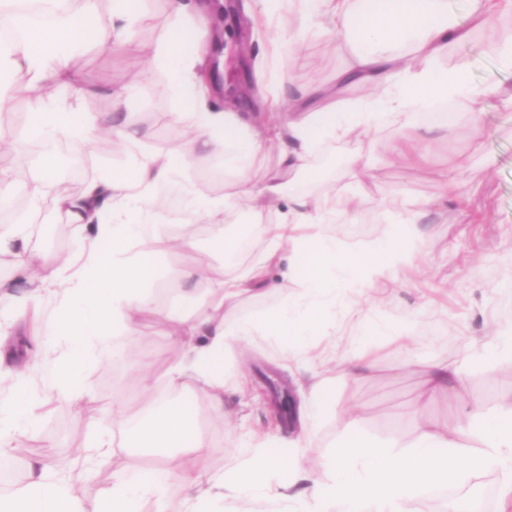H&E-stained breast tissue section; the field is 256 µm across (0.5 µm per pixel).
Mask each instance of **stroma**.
I'll use <instances>...</instances> for the list:
<instances>
[{
	"mask_svg": "<svg viewBox=\"0 0 512 512\" xmlns=\"http://www.w3.org/2000/svg\"><path fill=\"white\" fill-rule=\"evenodd\" d=\"M239 10L251 23L247 56H240L233 40H226L224 65L234 74L242 63L250 65L251 99L237 104L240 112L264 111L265 99L277 95L285 112L309 109V101L298 91L308 85L332 88L336 76L347 65L350 49L337 41L329 30L311 31L297 39L277 31L261 16L260 0H240ZM512 40V11L504 13L493 35H476L469 43L456 46L442 59L444 67L468 68L474 83L488 90L486 109L480 121H473L467 101H455L456 123L451 140L431 139L427 144L428 163L421 168H405L389 159L385 145L403 135L400 127H388L375 137L367 162L375 176L371 191L361 198L357 221L353 224L323 225L325 234L351 244L362 243L386 234L391 224L401 219L395 202L410 198L425 199L437 186L440 174L455 173L463 186L461 203L448 213L427 210L420 214L421 238L415 261L427 276L440 285V292L397 288L383 302L366 310L355 307V320L343 332L318 337L321 359L308 365L297 358H285L276 342L256 337L245 357L228 355L229 376L224 379V419L216 421L207 396L193 391L198 426L210 448L207 463L212 469L235 465L245 438L252 434L278 432L281 442L274 455L293 464L319 462L331 456L341 442L342 431L335 412H328L313 424L310 445L292 448L287 444L288 426L272 420V405L284 398L296 403L307 399V387L316 372L330 369L336 389L347 406L358 414L357 431L367 441L384 443L394 430L412 432L429 420L451 427L464 418L466 401H479L497 409L512 400V361H503L495 371L486 372L469 364L468 354L487 343L490 330L512 326V292L503 291L512 279V110L499 107L502 94L512 92V70L504 67L496 52L499 42ZM83 84L92 88L81 102L82 113L107 129L126 125L148 152L166 151L181 140L172 122V100L167 72L134 50L91 48L80 60ZM25 103L18 98L0 102V130L7 138L0 142V167L25 173L14 181L0 198L7 201L9 221L25 225L31 252L63 257L77 250L82 236L78 225L54 206L53 194H46L39 207L29 204V183L41 174L42 142L30 136L27 121L20 115ZM356 144L328 145L312 158L309 170L296 173L285 187L286 195L314 192L335 200L343 196L347 183L343 158L356 151ZM221 152L197 155L181 173L156 189L158 205L150 223L154 246L165 272L157 287L165 295L158 299L161 309L179 307L183 287L168 277V270L191 262L211 266V276L190 286L195 308L207 310L213 298V281L223 275L225 264L211 250L212 240L224 229L211 224L176 222L179 209L171 190L188 184L198 185L201 193L221 196L230 183L203 184L201 168L221 161ZM465 167H458V160ZM131 156L119 149L105 132L78 154L75 168L84 181L102 173L131 168ZM403 326L409 336L408 349H400L393 338L382 339L374 350L375 367L351 377L341 362L342 355L363 348L364 313ZM175 358V351L163 324L155 318L141 321L138 335L115 339L109 356L85 373L90 402L82 408L50 404L44 407L37 428L16 444L25 461L39 460L55 466L72 449L84 445L94 424L106 421L117 397L126 400L130 419L140 417L145 399L137 392L143 381H150V397L167 394L164 373ZM466 364L467 399L463 402L439 399L425 405L420 401L427 368L442 359ZM157 457L149 452L135 455L117 453L104 465L93 482L79 485V492L90 501L112 483V474L123 466L149 467ZM455 499L486 501L489 512H501V478L489 470L448 483Z\"/></svg>",
	"mask_w": 512,
	"mask_h": 512,
	"instance_id": "35a3bbf8",
	"label": "stroma"
}]
</instances>
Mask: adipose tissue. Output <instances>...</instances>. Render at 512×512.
<instances>
[{"instance_id": "adipose-tissue-1", "label": "adipose tissue", "mask_w": 512, "mask_h": 512, "mask_svg": "<svg viewBox=\"0 0 512 512\" xmlns=\"http://www.w3.org/2000/svg\"><path fill=\"white\" fill-rule=\"evenodd\" d=\"M30 0H0V89L24 98L32 137L51 143L67 140L83 150L100 128L83 116L84 87L74 81L78 61L93 43L127 48L142 18L137 0H112L108 18L98 14V0H63L62 9L38 17ZM505 0H471L470 18L462 24L449 18L447 0H383L366 10L361 0H299L287 21L289 32L331 26L337 39L351 48L348 66L337 86L352 83L372 90L354 111L325 105L316 112H291L279 123L225 112L213 106L214 93L203 73L208 59L181 50L185 32L209 44L215 30L209 0L184 4L170 0V20L155 44L146 46L152 61L170 78L175 124L187 129L181 145L153 154L140 153L134 132L111 127L116 143L134 158L132 174L103 173L76 196L56 197L59 210L88 235L77 255L50 261L28 255L24 225L0 228V252L27 253L18 271L25 291L0 283V299L16 313L57 298L51 333L53 351L39 361L40 376L50 398L78 406L89 397L84 370L105 358L117 336L137 335L142 317L162 322L177 350L166 370L175 398L152 402L138 422H130L125 405L112 403V420L96 429L85 447L55 467L31 463L24 483L0 489V512H168V488L181 480L186 494L181 512H407L408 503L427 485H445L466 474L486 470L502 476L507 507H512V401L497 411L482 403L469 405L464 425L451 428L429 422L411 434L395 432L383 446L363 439L354 418L343 420V439L326 466L329 478L308 488L290 490L282 479L290 465L270 452L272 437L250 442L237 464L214 470L206 463L207 441L191 389L204 392L216 416L224 414V361L234 344L258 336L277 340L285 354L309 355L310 338L332 336L337 325L353 318L365 295L382 296L391 288H408L419 277L414 263L419 238L417 217L433 207H447L461 186L442 175L436 193L412 199L403 219L383 236L360 245L318 232L321 224L344 219L355 223L351 205L335 209L321 197H286L284 175L308 169L310 160L328 142L368 145L383 125L410 128V136L391 140L387 149L410 165L427 163L424 144L432 137L449 138L451 113L435 111L439 102L465 99L473 115L484 110L483 94L463 67L443 68L440 58L474 32L492 30ZM287 143L279 171L255 181L271 143ZM224 149V170L234 176L235 190L221 198L194 195V214L221 224L245 208L250 237L264 240L262 255L243 272L228 271L216 279L217 295L208 312L157 308L151 288L158 277L156 251L142 227L150 217L156 186L171 180L202 149ZM277 222H269L270 214ZM303 275H295L297 266ZM277 290L282 301L258 317L225 326L224 310L259 287ZM27 366H18L8 383H0V458L9 456L16 440L39 424L37 397ZM467 394L459 361L442 360L425 373L422 403ZM138 447L163 448L193 456L194 469L175 473L168 465L123 470L101 492L95 504L77 491L129 438Z\"/></svg>"}]
</instances>
